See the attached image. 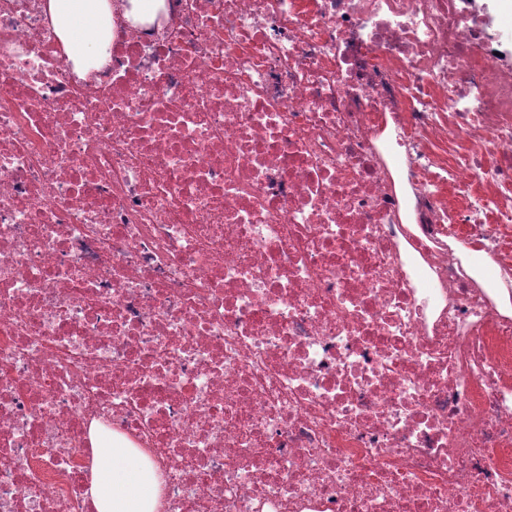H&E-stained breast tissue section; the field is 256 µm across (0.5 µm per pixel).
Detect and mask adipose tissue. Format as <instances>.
Listing matches in <instances>:
<instances>
[{"instance_id":"1","label":"adipose tissue","mask_w":512,"mask_h":512,"mask_svg":"<svg viewBox=\"0 0 512 512\" xmlns=\"http://www.w3.org/2000/svg\"><path fill=\"white\" fill-rule=\"evenodd\" d=\"M44 8L60 46L78 77L106 60L112 0H46ZM91 495L97 512H161L162 484L150 456L94 440Z\"/></svg>"}]
</instances>
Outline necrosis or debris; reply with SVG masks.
<instances>
[{
    "instance_id": "obj_1",
    "label": "necrosis or debris",
    "mask_w": 512,
    "mask_h": 512,
    "mask_svg": "<svg viewBox=\"0 0 512 512\" xmlns=\"http://www.w3.org/2000/svg\"><path fill=\"white\" fill-rule=\"evenodd\" d=\"M78 78L0 0V512H512V71L469 0H166ZM91 495L97 512H160L162 484L150 456L95 433Z\"/></svg>"
}]
</instances>
